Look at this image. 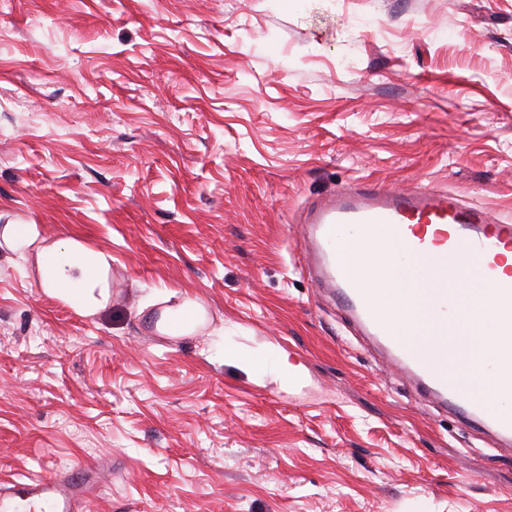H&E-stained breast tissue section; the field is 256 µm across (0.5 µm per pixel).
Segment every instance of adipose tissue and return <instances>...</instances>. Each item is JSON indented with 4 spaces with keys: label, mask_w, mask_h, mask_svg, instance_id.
<instances>
[{
    "label": "adipose tissue",
    "mask_w": 512,
    "mask_h": 512,
    "mask_svg": "<svg viewBox=\"0 0 512 512\" xmlns=\"http://www.w3.org/2000/svg\"><path fill=\"white\" fill-rule=\"evenodd\" d=\"M0 242L8 249L11 261L35 258L44 292L59 297L85 316L98 315L106 308L108 293L104 279L109 263L103 254L89 251L72 239L46 243L34 224L4 225L0 228ZM380 268L384 285L391 290L389 313L393 322L398 328H407L415 313L413 306L404 300V290L411 287L412 282L404 278L394 265ZM206 321L205 306L193 297L184 296L177 305L162 311L157 328L170 336H190ZM224 358L237 360L245 372H262L282 383L302 377L300 370L274 349L269 350L260 363L250 356L233 357L229 352Z\"/></svg>",
    "instance_id": "adipose-tissue-1"
}]
</instances>
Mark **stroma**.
<instances>
[{
    "label": "stroma",
    "mask_w": 512,
    "mask_h": 512,
    "mask_svg": "<svg viewBox=\"0 0 512 512\" xmlns=\"http://www.w3.org/2000/svg\"><path fill=\"white\" fill-rule=\"evenodd\" d=\"M512 215V0H0V225L110 255L85 317L0 260V480L84 512H512V450L315 288L299 215L356 182ZM189 295L280 385L158 331ZM266 359L261 363L254 361L255 356H233V353L224 351V354L216 357L226 361H234L242 366L245 372H262L273 376L280 383L295 382L302 378V373L294 365L288 362V359L275 349H270L265 353ZM93 471L78 470L65 476L32 480L30 483L11 484L1 481V512H76L75 504L87 497L95 483ZM21 486L22 494L16 493Z\"/></svg>",
    "instance_id": "1"
}]
</instances>
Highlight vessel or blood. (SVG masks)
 <instances>
[{"label":"vessel or blood","instance_id":"b4317fda","mask_svg":"<svg viewBox=\"0 0 512 512\" xmlns=\"http://www.w3.org/2000/svg\"><path fill=\"white\" fill-rule=\"evenodd\" d=\"M317 282L331 288L347 306L362 335L438 406L490 432L512 447V268L504 254L512 251V220L495 218L483 208L466 206L444 190L394 191L376 186L339 190L315 203L307 213ZM356 247L340 251L347 240ZM388 258L418 285L409 299L426 315L414 325L419 342H408L393 325L387 303L390 291L377 273L360 276L349 269L358 256ZM472 278L480 295L463 291ZM496 311L502 354L493 362H464L460 344L485 342L480 331L460 335L458 319L473 299ZM497 384L493 398L471 393L472 380ZM95 477L78 470L36 479L22 488H0V512H76Z\"/></svg>","mask_w":512,"mask_h":512}]
</instances>
